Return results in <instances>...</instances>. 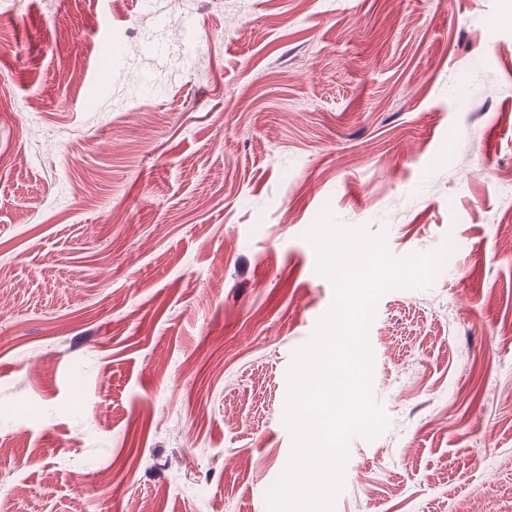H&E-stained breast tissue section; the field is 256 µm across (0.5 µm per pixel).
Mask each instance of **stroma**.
Listing matches in <instances>:
<instances>
[{"instance_id": "1", "label": "stroma", "mask_w": 512, "mask_h": 512, "mask_svg": "<svg viewBox=\"0 0 512 512\" xmlns=\"http://www.w3.org/2000/svg\"><path fill=\"white\" fill-rule=\"evenodd\" d=\"M9 100L0 512H268L326 211L446 253L375 306L333 512H512V0H15Z\"/></svg>"}]
</instances>
